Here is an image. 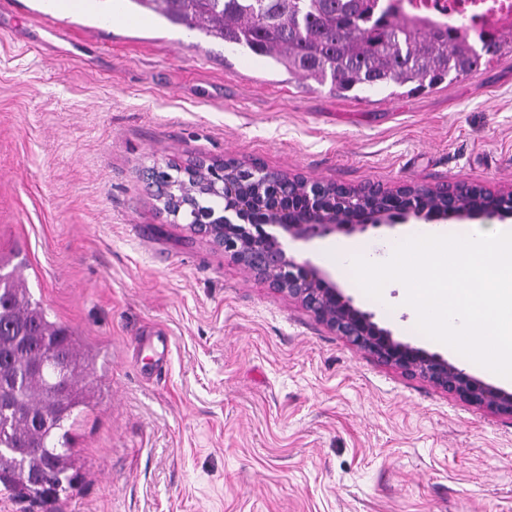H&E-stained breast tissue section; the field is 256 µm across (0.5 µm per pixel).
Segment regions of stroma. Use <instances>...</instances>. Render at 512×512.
Masks as SVG:
<instances>
[{"label":"stroma","mask_w":512,"mask_h":512,"mask_svg":"<svg viewBox=\"0 0 512 512\" xmlns=\"http://www.w3.org/2000/svg\"><path fill=\"white\" fill-rule=\"evenodd\" d=\"M0 16V256L91 348L80 477L59 512H512V417L360 352L158 208L154 164L233 159L347 187L512 188V55L366 99L289 78L201 31ZM434 353L390 283L369 301Z\"/></svg>","instance_id":"1"}]
</instances>
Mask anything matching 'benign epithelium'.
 Listing matches in <instances>:
<instances>
[{"mask_svg": "<svg viewBox=\"0 0 512 512\" xmlns=\"http://www.w3.org/2000/svg\"><path fill=\"white\" fill-rule=\"evenodd\" d=\"M187 176L211 193L224 195V211L211 220L191 212L193 202L171 194L162 184L161 166L152 171L155 199L173 220L224 251L270 288L296 299L318 321L382 364L420 376L460 400L512 416V394L486 385L450 363L393 337L374 315L356 307L329 275L298 261L285 241H310L332 234L410 220L474 221L512 217V189L490 192L478 185L424 187L404 183L394 189L351 188L288 177L266 169H242L233 161H198ZM54 386L70 395L69 365L53 356Z\"/></svg>", "mask_w": 512, "mask_h": 512, "instance_id": "benign-epithelium-1", "label": "benign epithelium"}]
</instances>
